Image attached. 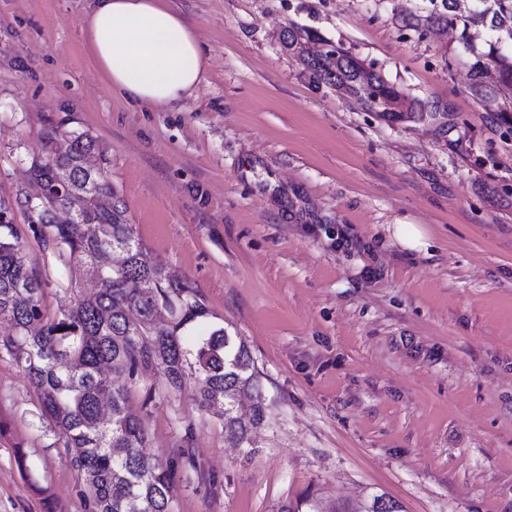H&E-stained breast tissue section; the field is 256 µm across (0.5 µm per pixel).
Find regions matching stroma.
<instances>
[{
    "instance_id": "35a3bbf8",
    "label": "stroma",
    "mask_w": 512,
    "mask_h": 512,
    "mask_svg": "<svg viewBox=\"0 0 512 512\" xmlns=\"http://www.w3.org/2000/svg\"><path fill=\"white\" fill-rule=\"evenodd\" d=\"M207 68L148 110L96 67L90 0H0V200L44 278L46 318L82 296L18 202L46 128L88 133L135 236L246 342L265 418L255 449L200 410L195 384L131 406L153 460L190 449L175 512H323L372 495L403 512H512V131L468 93L464 56L419 39L393 0H169ZM340 45L447 121L390 125L312 83L285 28ZM398 224H417L425 252ZM345 234L350 245L333 246ZM375 271L365 276L364 267ZM38 392L0 353V512H87ZM395 235L409 249L418 252L427 251L429 243L417 224L395 225Z\"/></svg>"
}]
</instances>
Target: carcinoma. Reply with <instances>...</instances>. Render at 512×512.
I'll use <instances>...</instances> for the list:
<instances>
[{
	"instance_id": "1",
	"label": "carcinoma",
	"mask_w": 512,
	"mask_h": 512,
	"mask_svg": "<svg viewBox=\"0 0 512 512\" xmlns=\"http://www.w3.org/2000/svg\"><path fill=\"white\" fill-rule=\"evenodd\" d=\"M398 22L424 39L436 28L456 33L467 54L468 92L485 111L512 126V0H421L395 8ZM283 47L304 53L301 33L290 26ZM309 80L343 88L363 109L390 123L425 116L437 108L410 100L372 67L340 46L305 58ZM104 159L84 132L51 127L30 159L29 170L43 198L32 207L30 229L60 258L88 268L89 292L52 320L45 318V282L27 264L21 235L0 201V317L12 332L0 340L40 395L64 448L83 476L88 512H175L170 486L185 466L178 460L150 464L143 417L130 405V392L153 386L146 374L163 376L173 388L193 379L200 408L215 411L224 433L252 447L251 427L264 418L257 374L241 337L209 321L212 314L185 279L174 278L134 235L126 209L101 180L94 159ZM76 204L72 220L56 222L57 210ZM124 378L115 385L112 376ZM253 394L251 422L238 416L240 398Z\"/></svg>"
}]
</instances>
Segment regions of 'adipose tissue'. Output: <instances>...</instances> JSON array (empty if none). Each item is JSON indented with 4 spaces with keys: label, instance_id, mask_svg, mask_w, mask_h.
<instances>
[{
    "label": "adipose tissue",
    "instance_id": "adipose-tissue-1",
    "mask_svg": "<svg viewBox=\"0 0 512 512\" xmlns=\"http://www.w3.org/2000/svg\"><path fill=\"white\" fill-rule=\"evenodd\" d=\"M85 30L113 90L147 109L177 105L206 70L194 27L167 0H92Z\"/></svg>",
    "mask_w": 512,
    "mask_h": 512
}]
</instances>
